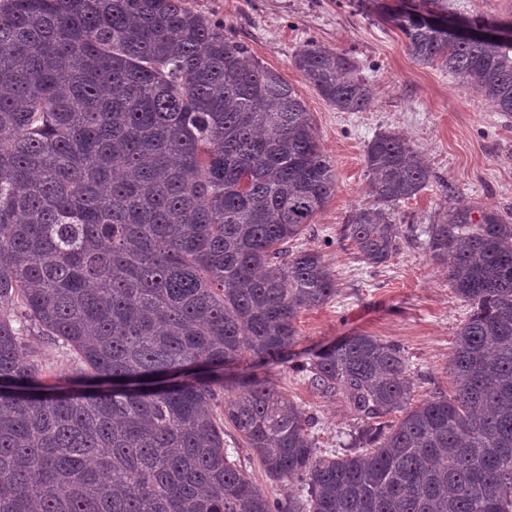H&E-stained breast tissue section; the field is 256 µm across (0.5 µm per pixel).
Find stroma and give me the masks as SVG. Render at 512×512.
Returning a JSON list of instances; mask_svg holds the SVG:
<instances>
[{"mask_svg": "<svg viewBox=\"0 0 512 512\" xmlns=\"http://www.w3.org/2000/svg\"><path fill=\"white\" fill-rule=\"evenodd\" d=\"M194 11L224 25L252 59L278 72L310 112L323 148L334 162L336 191L293 246L322 255L336 281L324 306L302 310L291 352L302 361L323 346L366 333L400 346L409 358L416 398L448 392V361L456 333L470 309L448 285L446 267L430 261L424 229L449 205L464 203L500 212L512 222V115L494 111L475 90L462 89L447 70L417 64L404 35L357 0H188ZM317 41L347 55L372 88L364 112H339L303 78L295 53ZM394 131L425 152L432 178L420 195L395 209L413 230L387 266L373 268L340 230L354 207L371 200L364 150L375 136ZM28 359L49 383L67 385L81 365L61 344L30 330L23 336ZM290 400L315 415L320 453L346 447L358 423L341 398L324 397L289 364L258 370ZM224 438L238 447L244 472L270 498L288 491L268 477L256 453L232 428Z\"/></svg>", "mask_w": 512, "mask_h": 512, "instance_id": "obj_1", "label": "stroma"}]
</instances>
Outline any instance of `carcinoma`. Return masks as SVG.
Instances as JSON below:
<instances>
[{
    "mask_svg": "<svg viewBox=\"0 0 512 512\" xmlns=\"http://www.w3.org/2000/svg\"><path fill=\"white\" fill-rule=\"evenodd\" d=\"M375 7L418 64L512 114L511 17L464 38L431 21L448 0ZM293 62L336 110L370 108L346 55L311 41ZM365 166L342 235L379 268L430 168L395 132ZM335 191L294 88L185 0H0V512H512V223L462 203L424 230L470 307L451 392L410 403L403 351L349 336L294 365L364 423L345 453L249 376L224 421L294 489L272 500L231 459L207 406L226 367L288 360L298 313L335 296L289 246ZM15 302L83 364L69 386L27 358Z\"/></svg>",
    "mask_w": 512,
    "mask_h": 512,
    "instance_id": "cac0c4a2",
    "label": "carcinoma"
}]
</instances>
